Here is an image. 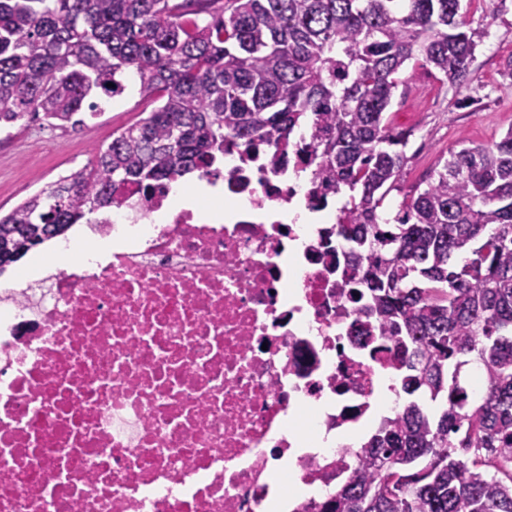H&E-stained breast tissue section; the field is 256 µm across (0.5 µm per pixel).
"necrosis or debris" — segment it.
Instances as JSON below:
<instances>
[{
  "label": "necrosis or debris",
  "mask_w": 512,
  "mask_h": 512,
  "mask_svg": "<svg viewBox=\"0 0 512 512\" xmlns=\"http://www.w3.org/2000/svg\"><path fill=\"white\" fill-rule=\"evenodd\" d=\"M231 157L205 177L219 222L134 193L99 233L139 236L106 262L0 288V512H322L360 445L317 437L369 422L384 378L400 411L322 225L289 216L311 165Z\"/></svg>",
  "instance_id": "necrosis-or-debris-1"
}]
</instances>
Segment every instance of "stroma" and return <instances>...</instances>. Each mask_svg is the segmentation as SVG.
<instances>
[{"instance_id": "stroma-1", "label": "stroma", "mask_w": 512, "mask_h": 512, "mask_svg": "<svg viewBox=\"0 0 512 512\" xmlns=\"http://www.w3.org/2000/svg\"><path fill=\"white\" fill-rule=\"evenodd\" d=\"M463 9L472 26L487 29L475 51L472 80L457 88L415 61L400 74L391 119L409 138L389 208L421 184L449 149L487 144L512 128V0H464ZM154 107L131 88L121 101L102 103L97 114L83 113L80 125L52 128L35 118L1 132L0 211H10L44 184L87 163L115 130Z\"/></svg>"}]
</instances>
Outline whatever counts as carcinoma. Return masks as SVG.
Here are the masks:
<instances>
[{"mask_svg":"<svg viewBox=\"0 0 512 512\" xmlns=\"http://www.w3.org/2000/svg\"><path fill=\"white\" fill-rule=\"evenodd\" d=\"M0 0V127L50 125L132 82L159 105L0 214V274L136 189L214 168L232 140L283 163L306 130L313 196L345 197L343 287L365 345L393 343L402 408L323 512H512V128L448 151L394 214L409 132L388 112L417 57L454 86L477 46L462 0ZM207 14L210 20L201 21ZM477 365L483 392L461 381Z\"/></svg>","mask_w":512,"mask_h":512,"instance_id":"obj_1","label":"carcinoma"}]
</instances>
